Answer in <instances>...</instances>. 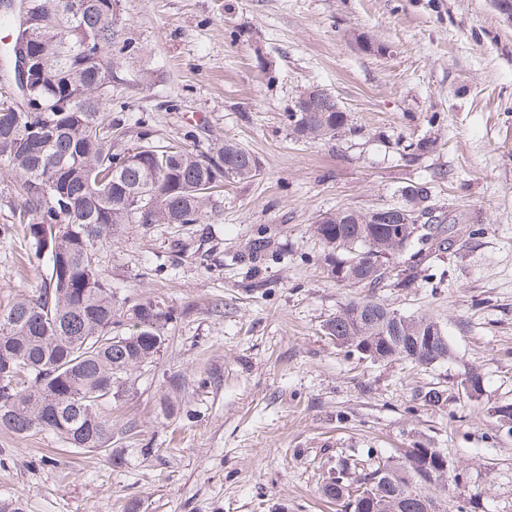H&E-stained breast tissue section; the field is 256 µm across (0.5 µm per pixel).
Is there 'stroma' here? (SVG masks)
Segmentation results:
<instances>
[{
  "mask_svg": "<svg viewBox=\"0 0 512 512\" xmlns=\"http://www.w3.org/2000/svg\"><path fill=\"white\" fill-rule=\"evenodd\" d=\"M112 19L129 143L233 141L260 172L225 183L205 223L113 232L112 287L171 309L169 344L113 402L111 455L0 428V512H341L319 475L423 444L448 457L446 485L425 488L438 512H512V434L493 415L512 402V23L493 0H112ZM311 88L349 131L293 137ZM422 137L434 151L412 155ZM11 180L0 172V309L47 272ZM421 182L457 221L454 252L406 288L336 281L312 224ZM368 295L437 320L450 358L346 354L323 324ZM432 387L447 402L427 405Z\"/></svg>",
  "mask_w": 512,
  "mask_h": 512,
  "instance_id": "35a3bbf8",
  "label": "stroma"
}]
</instances>
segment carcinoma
Listing matches in <instances>:
<instances>
[{
    "label": "carcinoma",
    "mask_w": 512,
    "mask_h": 512,
    "mask_svg": "<svg viewBox=\"0 0 512 512\" xmlns=\"http://www.w3.org/2000/svg\"><path fill=\"white\" fill-rule=\"evenodd\" d=\"M110 0H95L80 15L58 14L56 25L35 22L31 29L45 64L37 79L36 96L45 107L69 96V112H6L13 105L10 85H0V165L15 178L14 193L22 204L13 218L27 226L35 256L46 260L49 273L37 294L0 310V374L14 381L9 392L0 385V428L25 438L49 431L72 448L112 455L109 411L112 399L124 392L133 372L153 362L166 344L174 314L157 300H119L112 280L102 268L103 252L112 246V231L122 224H145L139 208L149 206L152 221L198 224L206 215V185L221 189L224 172L204 168L198 145L169 143L159 154L176 160L158 173V184L147 183L150 158L123 162L120 123L112 118V97L99 91L94 59H112L114 29ZM306 127L289 122L296 138L335 137L348 127L346 113L324 95L305 112ZM234 179L258 175L257 158L242 146L224 142L213 147ZM144 193L139 205L123 199L124 190ZM456 221L395 225L403 230L404 249L417 261L416 269L433 254L452 250ZM390 225L376 218L375 209L340 208L313 232L330 251L336 237L358 240L368 254L358 266L352 254L331 262V274L341 281L380 288L389 283L407 287L412 274L396 272L397 256L389 241ZM364 298L345 304L323 325L328 336L344 338L340 347L365 359L376 352L385 361L407 360L432 366L449 358L448 338L432 348L424 343L429 316L399 315ZM438 448H409L402 461L373 460L361 469L363 493L350 494L349 466L321 481L323 494L352 512H367L365 501L384 502L383 512H425L431 499L422 488L436 467Z\"/></svg>",
    "instance_id": "cac0c4a2"
}]
</instances>
